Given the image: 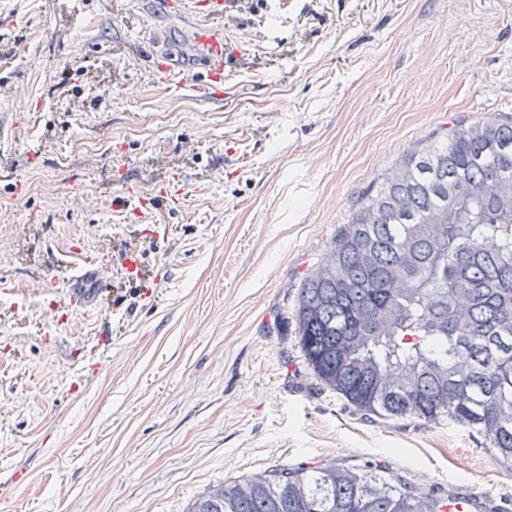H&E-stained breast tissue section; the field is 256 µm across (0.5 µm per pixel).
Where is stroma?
Instances as JSON below:
<instances>
[{
  "mask_svg": "<svg viewBox=\"0 0 512 512\" xmlns=\"http://www.w3.org/2000/svg\"><path fill=\"white\" fill-rule=\"evenodd\" d=\"M184 0H0V512H186L254 473L380 467L512 512L476 431L365 414L294 305L361 198L459 121L512 115V0H244L250 70L203 97ZM179 170L176 206L152 193ZM148 279L114 262L134 230ZM120 288L57 323L72 245ZM24 481H15L17 473Z\"/></svg>",
  "mask_w": 512,
  "mask_h": 512,
  "instance_id": "35a3bbf8",
  "label": "stroma"
}]
</instances>
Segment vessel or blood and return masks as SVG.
I'll return each instance as SVG.
<instances>
[{
	"label": "vessel or blood",
	"instance_id": "1",
	"mask_svg": "<svg viewBox=\"0 0 512 512\" xmlns=\"http://www.w3.org/2000/svg\"><path fill=\"white\" fill-rule=\"evenodd\" d=\"M239 6V0H210L207 7V22L199 24L191 33V38L201 52L206 65V73L200 86L202 95H209L214 86L223 84L225 73H232L247 68V54L233 45L225 36L223 27L213 25L216 17H233ZM121 274L129 281L144 277V267L140 260V244L132 242L127 252L118 260ZM67 270L71 289L62 305V316H70L74 311L84 310L99 304V294L90 293L82 286L83 281L94 275L98 268L96 262L80 252H72L63 262Z\"/></svg>",
	"mask_w": 512,
	"mask_h": 512
}]
</instances>
